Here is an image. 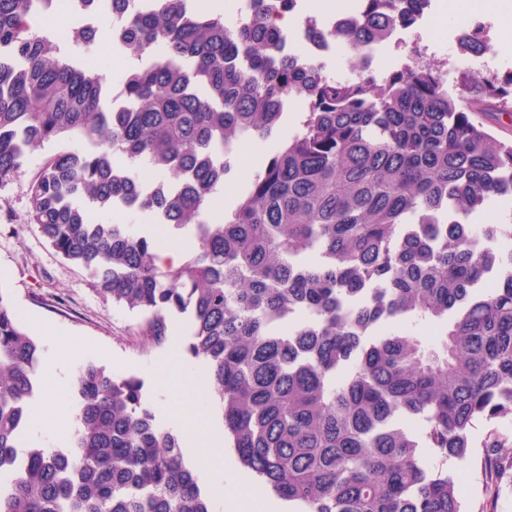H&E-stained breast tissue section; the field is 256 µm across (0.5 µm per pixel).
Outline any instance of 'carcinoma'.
Returning <instances> with one entry per match:
<instances>
[{
	"label": "carcinoma",
	"instance_id": "1",
	"mask_svg": "<svg viewBox=\"0 0 512 512\" xmlns=\"http://www.w3.org/2000/svg\"><path fill=\"white\" fill-rule=\"evenodd\" d=\"M63 1L77 28L34 31ZM301 2L248 0L231 26L194 0L104 14L98 0H0V185L29 150L83 140L31 181L29 222L98 293L147 314L146 344L167 346L185 316L240 462L300 512H465L448 462L473 460L477 425L512 419V141L478 119L512 117V74L463 70L470 97L454 96L414 50L381 79L364 47L432 0H357L345 26L304 21L352 55L337 79L287 50L275 20ZM115 27L136 64L106 112L90 58ZM459 46L484 53V26ZM292 96L300 128L214 214L234 144L271 135ZM494 202L506 219L475 223ZM116 208L193 225L186 260L159 265L164 236L90 217ZM40 365L0 293V512H212L135 375L84 364L69 443L26 440ZM480 469L512 471L511 435L489 433Z\"/></svg>",
	"mask_w": 512,
	"mask_h": 512
}]
</instances>
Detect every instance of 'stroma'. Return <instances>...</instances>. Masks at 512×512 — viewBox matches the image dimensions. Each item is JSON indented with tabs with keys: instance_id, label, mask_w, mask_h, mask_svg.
I'll return each instance as SVG.
<instances>
[{
	"instance_id": "1",
	"label": "stroma",
	"mask_w": 512,
	"mask_h": 512,
	"mask_svg": "<svg viewBox=\"0 0 512 512\" xmlns=\"http://www.w3.org/2000/svg\"><path fill=\"white\" fill-rule=\"evenodd\" d=\"M448 0H433L431 9L436 22L417 24L405 30L399 44L382 46L372 61L378 76H387L394 67L408 63L411 47H418L426 61L447 67L456 54L457 39L464 22L447 17ZM295 130L292 120H283L268 139L250 138L234 149L236 166L224 184L233 197H240L250 176L248 151L267 156L279 142ZM55 145L44 144L29 153L19 173L0 185V269L9 277L4 289L14 309L56 325L74 338L87 343V350L76 357V364L88 361L117 370L119 375H135L144 381V398L156 405L152 366L159 356L158 348L145 345L140 336L145 314L101 296L92 278L82 269L58 256L27 221V193L31 179L45 159L54 153ZM465 480L466 512H480L483 504L492 503L495 512H512V474L502 475L493 490H486L476 466L456 465Z\"/></svg>"
}]
</instances>
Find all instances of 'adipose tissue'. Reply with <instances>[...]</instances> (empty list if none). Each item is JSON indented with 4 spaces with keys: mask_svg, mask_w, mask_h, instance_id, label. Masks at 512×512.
<instances>
[{
    "mask_svg": "<svg viewBox=\"0 0 512 512\" xmlns=\"http://www.w3.org/2000/svg\"><path fill=\"white\" fill-rule=\"evenodd\" d=\"M42 332L49 377L42 398L30 408L28 432L57 445L72 434L71 409L63 397L69 381L65 362L82 354L85 346L48 326ZM207 374L203 366L172 357L158 359L153 367L159 401L182 429L185 448L199 457L219 512H287L285 504L268 496L251 476L225 469L224 434L208 400Z\"/></svg>",
    "mask_w": 512,
    "mask_h": 512,
    "instance_id": "obj_1",
    "label": "adipose tissue"
}]
</instances>
